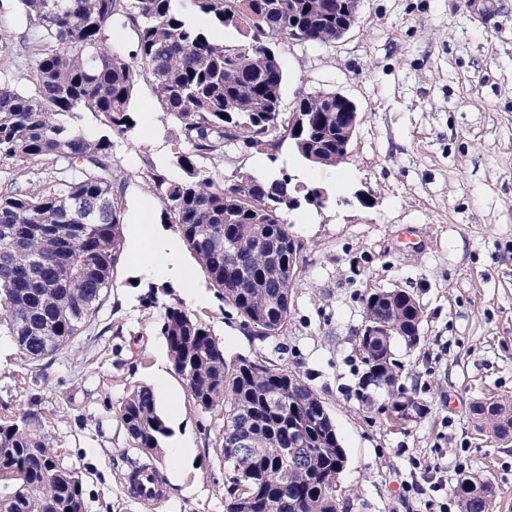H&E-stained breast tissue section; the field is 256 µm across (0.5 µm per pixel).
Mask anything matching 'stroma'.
Listing matches in <instances>:
<instances>
[{
	"label": "stroma",
	"mask_w": 512,
	"mask_h": 512,
	"mask_svg": "<svg viewBox=\"0 0 512 512\" xmlns=\"http://www.w3.org/2000/svg\"><path fill=\"white\" fill-rule=\"evenodd\" d=\"M281 56L284 109L320 90L345 95L358 111L350 153L336 167L279 150L295 182L330 196L324 208L286 215L303 256L286 335L248 336L163 223L137 168L145 156L179 178L178 147L171 118L142 81L131 102L136 128L115 139L114 154L127 204L141 207L143 221L124 226L127 251L105 315L39 372L45 426L62 461L83 470L88 512H145L125 487L137 453L118 408L136 386L161 381L160 410L173 435L160 465L167 493L155 512H224L222 460L172 370L159 311L145 304L153 294L199 316L228 355L266 357L307 376L346 450L339 512H439L443 503L458 512L446 492L469 471L494 483L492 512H512V443L479 434L469 419L473 402L512 397V0H361L341 40L291 42ZM143 233L177 244L185 277L147 266L136 249ZM396 287L413 292L425 312L419 347L397 352L415 403L401 428L358 397L354 354L363 295ZM23 367L1 342L0 399L19 409L30 399L16 387ZM430 477L443 491L408 490Z\"/></svg>",
	"instance_id": "35a3bbf8"
}]
</instances>
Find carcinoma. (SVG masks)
<instances>
[{
	"label": "carcinoma",
	"instance_id": "carcinoma-1",
	"mask_svg": "<svg viewBox=\"0 0 512 512\" xmlns=\"http://www.w3.org/2000/svg\"><path fill=\"white\" fill-rule=\"evenodd\" d=\"M216 25L242 41H220L175 8L174 0H20L32 36L7 32L0 46L18 47L34 75L20 90L0 83V166L39 160L41 176L0 191V337L33 365L54 358L97 322L114 272L125 254L127 204L113 155V137L131 134L130 104L140 81H152L157 101L174 121L181 145L170 179L149 158L139 177L162 206L220 299L249 335L286 334L301 270V243L285 213L313 205L312 186L293 182L286 165L260 180L236 168L230 154L264 153L270 163L289 143L294 156L317 167L336 166L341 142L325 112L336 107L307 93L295 106L311 115L301 134L288 133L282 108L285 74L278 46L327 44L344 21L338 0H198ZM133 27V46L112 31ZM91 114L104 134L81 130ZM415 295L376 289L362 298L364 313L380 314L404 335L372 341L356 332L355 352L370 378L402 403V362L422 340ZM159 333L173 371L204 416L205 438L220 436L224 512H339L336 482L347 456L320 394L300 372L263 358L227 359L205 322L179 304L162 307ZM477 430L512 434V399L484 415ZM119 419L140 457L159 469L171 429L158 398L139 385L122 401ZM247 445L239 457L234 444ZM304 458L292 464L289 449ZM84 473L63 463L45 430L39 397L17 409L0 400V512H86ZM459 512H492L494 484L462 475L453 488Z\"/></svg>",
	"mask_w": 512,
	"mask_h": 512
}]
</instances>
